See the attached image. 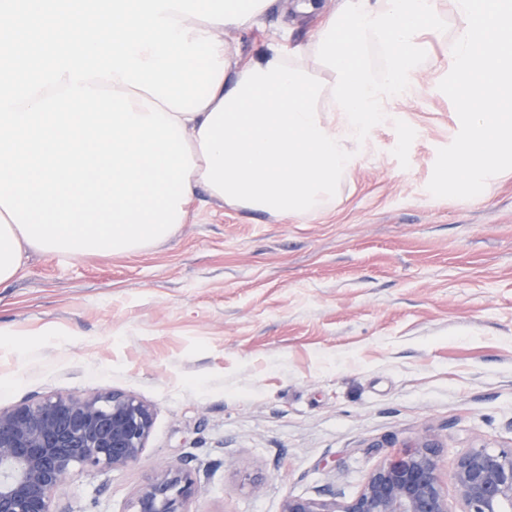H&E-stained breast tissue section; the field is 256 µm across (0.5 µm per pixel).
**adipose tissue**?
<instances>
[{
    "label": "adipose tissue",
    "mask_w": 512,
    "mask_h": 512,
    "mask_svg": "<svg viewBox=\"0 0 512 512\" xmlns=\"http://www.w3.org/2000/svg\"><path fill=\"white\" fill-rule=\"evenodd\" d=\"M432 0H343L323 18L311 45L273 47L259 59L218 49L224 72L198 112H172L188 142L195 189L223 203L272 216L326 208L379 122L380 104L425 55L423 26L436 25ZM384 55L381 68L364 59ZM30 245L0 208V284L23 266Z\"/></svg>",
    "instance_id": "adipose-tissue-1"
}]
</instances>
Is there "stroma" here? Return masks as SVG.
Masks as SVG:
<instances>
[{
	"mask_svg": "<svg viewBox=\"0 0 512 512\" xmlns=\"http://www.w3.org/2000/svg\"><path fill=\"white\" fill-rule=\"evenodd\" d=\"M297 2L225 42L244 60L307 45L319 18ZM438 7L413 92L324 211L211 200L137 254L32 252L0 284V410L112 390L155 410L139 462L79 469L58 512H125L165 463L196 478L192 512H282L357 493L426 432L451 495L458 455L512 448V170L472 199L427 190L460 128L438 88L460 20Z\"/></svg>",
	"mask_w": 512,
	"mask_h": 512,
	"instance_id": "1",
	"label": "stroma"
}]
</instances>
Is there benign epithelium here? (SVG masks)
Here are the masks:
<instances>
[{
    "mask_svg": "<svg viewBox=\"0 0 512 512\" xmlns=\"http://www.w3.org/2000/svg\"><path fill=\"white\" fill-rule=\"evenodd\" d=\"M154 409L123 392L60 395L0 410V512H57L55 491L79 467L120 469L139 461ZM458 512H512V448H471L450 473ZM199 487L177 463L163 466L126 512H191ZM282 512H448L436 444L425 435L367 475L353 496L290 497Z\"/></svg>",
    "mask_w": 512,
    "mask_h": 512,
    "instance_id": "7a95c632",
    "label": "benign epithelium"
}]
</instances>
